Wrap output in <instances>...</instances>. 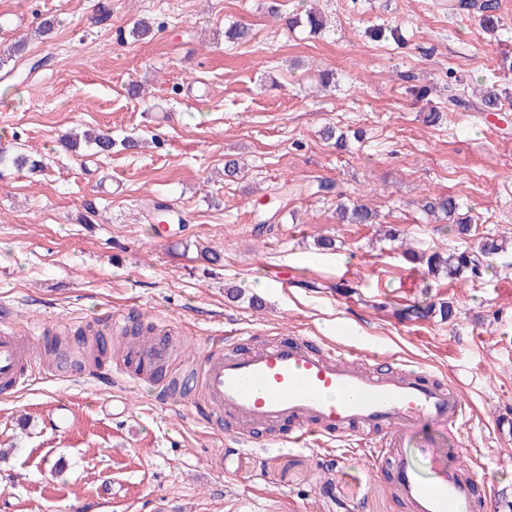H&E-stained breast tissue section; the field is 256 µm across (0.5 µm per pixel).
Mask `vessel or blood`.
<instances>
[{"label": "vessel or blood", "mask_w": 512, "mask_h": 512, "mask_svg": "<svg viewBox=\"0 0 512 512\" xmlns=\"http://www.w3.org/2000/svg\"><path fill=\"white\" fill-rule=\"evenodd\" d=\"M235 342L229 336L208 344L200 360L202 399L194 412L205 426L233 417L239 423L234 438L242 445L253 444L258 428L284 430V442L301 444L380 426L411 512H494L490 499H475L471 468L448 462L449 431L468 420L455 387L430 374L356 366L343 343L317 351L301 336L242 354L234 351ZM168 357L160 343L131 351L127 376L137 379ZM33 365L21 336L1 322L0 394L28 384Z\"/></svg>", "instance_id": "1"}]
</instances>
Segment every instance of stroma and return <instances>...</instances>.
I'll return each mask as SVG.
<instances>
[{"label": "stroma", "instance_id": "stroma-1", "mask_svg": "<svg viewBox=\"0 0 512 512\" xmlns=\"http://www.w3.org/2000/svg\"><path fill=\"white\" fill-rule=\"evenodd\" d=\"M274 3L328 25L286 31ZM47 18L55 28L36 35ZM498 18L489 30L443 0H0V49L27 40L13 72L0 68V148L43 162L0 170V307L42 365L0 397V512H410L376 463V431L240 447L232 421L208 429L187 398L158 403L123 380L117 352L84 363L75 333L130 312L174 329L185 370L240 329L244 352L348 336L359 356L447 378L469 413L448 459L512 512V248L477 279L434 277L408 256L512 238V127L472 104L493 85L512 115V0ZM139 19L151 39L134 40ZM236 21L251 35L233 43ZM386 23L401 41L370 37ZM324 70L334 80L320 92ZM451 82L468 99L453 110ZM328 126L349 134L345 148ZM89 127L147 145L61 150ZM322 180L376 223H338L336 196L306 191ZM425 196L454 198L470 234L422 222L412 203ZM322 237L333 250L318 253ZM443 301L450 320L403 315Z\"/></svg>", "mask_w": 512, "mask_h": 512}]
</instances>
